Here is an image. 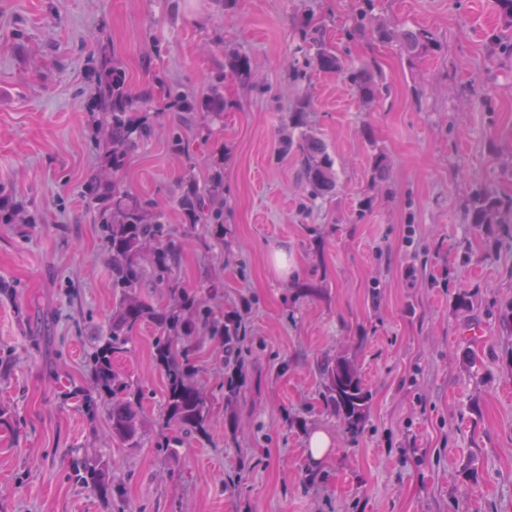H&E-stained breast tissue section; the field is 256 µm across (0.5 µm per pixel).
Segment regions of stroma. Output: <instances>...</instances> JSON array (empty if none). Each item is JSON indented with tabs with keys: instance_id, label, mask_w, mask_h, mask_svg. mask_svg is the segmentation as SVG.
Masks as SVG:
<instances>
[{
	"instance_id": "35a3bbf8",
	"label": "stroma",
	"mask_w": 512,
	"mask_h": 512,
	"mask_svg": "<svg viewBox=\"0 0 512 512\" xmlns=\"http://www.w3.org/2000/svg\"><path fill=\"white\" fill-rule=\"evenodd\" d=\"M358 0H0V189L32 224H0V512H512V250L503 227L467 224L473 185L512 193V36L494 0H381L378 15L438 37L409 57L397 43L350 40L376 59L391 95L364 105L339 74L295 80L306 15L342 37ZM251 63L224 75V47ZM118 58L150 138L122 174L163 209L191 288L224 276L214 306L240 318L238 350L201 337L210 439L163 456L155 435L164 375L143 325L117 364L145 395L147 436L129 450L106 413H85L84 352L112 318L107 252L82 193L94 147L100 62ZM221 85L224 110L205 99ZM195 98L183 111L170 95ZM335 160L336 188L301 214L296 152L278 157L298 95ZM180 134L185 151L172 153ZM384 152L387 165L374 168ZM224 170V247L184 231L183 176ZM312 286L303 297L300 287ZM479 335H471V328ZM355 361L373 399L345 433L322 402L318 365ZM236 375L237 396L224 384ZM334 437L312 461V430ZM126 480L124 500L74 483L84 451Z\"/></svg>"
}]
</instances>
